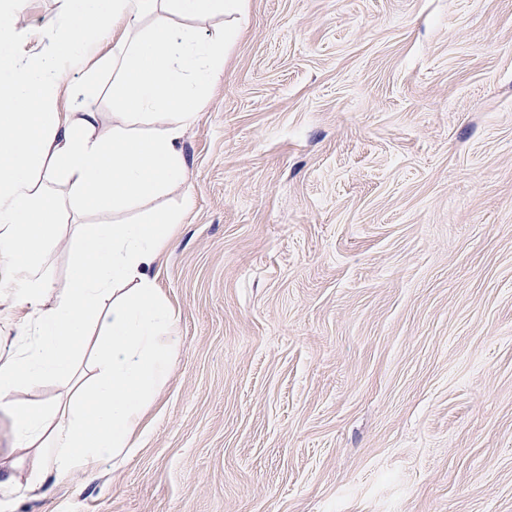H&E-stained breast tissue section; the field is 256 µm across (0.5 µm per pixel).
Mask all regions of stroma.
Returning a JSON list of instances; mask_svg holds the SVG:
<instances>
[{
  "label": "stroma",
  "mask_w": 512,
  "mask_h": 512,
  "mask_svg": "<svg viewBox=\"0 0 512 512\" xmlns=\"http://www.w3.org/2000/svg\"><path fill=\"white\" fill-rule=\"evenodd\" d=\"M65 0H17L12 46ZM148 271L180 344L131 455L0 512H512V0H247ZM111 134L112 41L61 112ZM0 271V356L19 346Z\"/></svg>",
  "instance_id": "obj_1"
}]
</instances>
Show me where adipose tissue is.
Wrapping results in <instances>:
<instances>
[{
    "label": "adipose tissue",
    "instance_id": "ef3b65f1",
    "mask_svg": "<svg viewBox=\"0 0 512 512\" xmlns=\"http://www.w3.org/2000/svg\"><path fill=\"white\" fill-rule=\"evenodd\" d=\"M69 26L50 33V49L0 53V261L17 283L23 309L18 352L0 358V410L14 431L17 462L0 472V491L32 487L74 471H94L104 458L136 448L147 409L178 341L175 317L142 271L172 239L179 216L152 214L136 224H87L71 253L72 276L57 302L42 304L50 287L46 251L66 207L115 209L180 184L179 129L206 101L209 74L239 39L245 0H66ZM169 11L202 18L224 13L209 37L164 26L144 30L147 16ZM94 37H86V29ZM122 49L112 95L119 120L107 136L90 135L93 109L80 119L54 108L68 72L100 40ZM54 153H47L50 141ZM65 182L68 204L53 189ZM93 375L78 379L77 346L91 327ZM71 385L50 409L20 399L42 378Z\"/></svg>",
    "mask_w": 512,
    "mask_h": 512
}]
</instances>
